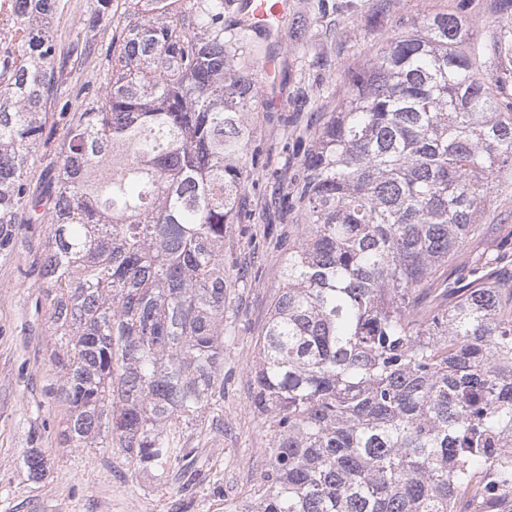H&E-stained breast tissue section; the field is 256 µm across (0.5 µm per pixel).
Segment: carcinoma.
<instances>
[{
    "instance_id": "carcinoma-1",
    "label": "carcinoma",
    "mask_w": 512,
    "mask_h": 512,
    "mask_svg": "<svg viewBox=\"0 0 512 512\" xmlns=\"http://www.w3.org/2000/svg\"><path fill=\"white\" fill-rule=\"evenodd\" d=\"M230 0H128L105 92L73 112L52 198L32 149L83 39L48 34L60 0H0V248L22 215L48 225L43 301L73 448H113L133 474L188 460L172 429L224 426V309L248 274L224 235L249 224L253 42ZM462 21L439 13L382 39L270 206L305 222L255 343L253 412L272 446L257 489L224 512H512V273L449 288L489 236L487 189L512 175V104L477 73ZM454 299L444 301V293ZM29 479L48 468L24 457Z\"/></svg>"
}]
</instances>
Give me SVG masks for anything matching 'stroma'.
Segmentation results:
<instances>
[{
	"mask_svg": "<svg viewBox=\"0 0 512 512\" xmlns=\"http://www.w3.org/2000/svg\"><path fill=\"white\" fill-rule=\"evenodd\" d=\"M96 0H61L51 35L69 47L80 35V20ZM448 12L461 17L482 50L479 75L495 82L503 101L512 102V56L491 55L496 41L512 39L501 0H293V11L279 37L284 53L282 98L271 107L264 95L248 112L249 150L264 192L280 157L288 174L301 170L299 137L322 124L342 99L350 72L361 69L383 36L425 16ZM112 36H98L87 59L73 73L30 160L31 193L48 190L65 127L86 93L103 90L112 54ZM494 232L488 244L512 270V178L494 180L480 218ZM257 218L254 240L238 230L224 238V266L252 262V282L225 308L235 325L233 343L224 347V427L197 421L178 433L193 448L190 465L176 464L164 474H131L122 456L109 448H72L60 433L69 413L55 390L60 373L51 361L55 339L42 303L45 227L24 224L7 249L0 250V512H224V504L252 494L269 459L267 424L251 404L255 341L282 280L286 247L263 238ZM40 449L49 467L42 481L29 480L23 458Z\"/></svg>",
	"mask_w": 512,
	"mask_h": 512,
	"instance_id": "obj_1",
	"label": "stroma"
}]
</instances>
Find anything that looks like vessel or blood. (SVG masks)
<instances>
[{"label":"vessel or blood","mask_w":512,"mask_h":512,"mask_svg":"<svg viewBox=\"0 0 512 512\" xmlns=\"http://www.w3.org/2000/svg\"><path fill=\"white\" fill-rule=\"evenodd\" d=\"M237 9L248 16L253 35L267 45L261 60V71L267 90L275 91L281 79V45L274 34L279 23L291 11V0H238Z\"/></svg>","instance_id":"obj_1"}]
</instances>
